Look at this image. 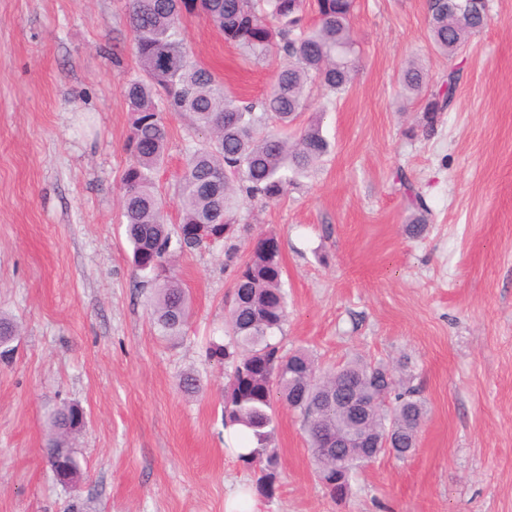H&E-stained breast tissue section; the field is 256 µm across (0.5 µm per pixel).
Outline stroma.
Listing matches in <instances>:
<instances>
[{
	"instance_id": "stroma-1",
	"label": "stroma",
	"mask_w": 512,
	"mask_h": 512,
	"mask_svg": "<svg viewBox=\"0 0 512 512\" xmlns=\"http://www.w3.org/2000/svg\"><path fill=\"white\" fill-rule=\"evenodd\" d=\"M183 25L194 60L238 98H259L284 63L245 59L204 17ZM353 29V83L309 95L331 153L279 202L245 204L231 243L177 260L191 317L170 338L120 226L124 87L138 74L124 0H0V313L21 325L0 359V512H224L234 486L254 487L225 448L229 367L208 346L225 342L237 269L267 232L281 245V353L397 368L427 414L411 458L380 455L338 502L299 411L277 402L282 470L262 512H512V0H489L455 56L433 49L426 0H355ZM411 59L436 83L460 72L428 134L424 100L398 96ZM169 131L154 178L176 225L173 184L202 136L178 116ZM400 171L430 209L418 238ZM187 372L201 379L190 395ZM64 403L87 414L74 488L42 452L44 412Z\"/></svg>"
}]
</instances>
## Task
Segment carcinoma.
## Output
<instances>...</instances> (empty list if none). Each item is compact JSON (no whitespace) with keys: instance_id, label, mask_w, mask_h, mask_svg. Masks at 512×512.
Here are the masks:
<instances>
[{"instance_id":"obj_1","label":"carcinoma","mask_w":512,"mask_h":512,"mask_svg":"<svg viewBox=\"0 0 512 512\" xmlns=\"http://www.w3.org/2000/svg\"><path fill=\"white\" fill-rule=\"evenodd\" d=\"M133 35V55L143 76L127 83L125 95L131 116L126 141L129 163L121 177V218L132 262L152 277L149 307L164 336L181 334L191 309L189 293L170 275L172 258L203 246L182 235L185 224H222L224 240L234 238L246 202L269 204L299 184L309 170L331 151L320 120L296 128L308 106L307 89L320 85L330 93L346 89L359 59L351 20L354 0H124ZM317 21L308 23V10ZM205 16L224 35V41L259 63L276 53L286 60L263 98L244 101L232 95L209 70L192 61L182 19ZM487 22L472 0H427V25L433 47L453 55ZM459 74L433 89L423 68L409 61L399 76L401 95L426 99L423 130L433 131L438 114L451 104ZM185 116L206 134L193 149L175 185L182 220L170 226L163 216V199L154 180L168 146L166 114ZM415 214L407 232L419 236L429 209L418 192L409 191ZM264 239L237 270L225 323L231 344L211 343V356L232 364L224 386V428L239 427L251 450L241 457L257 465L255 488L273 493L279 481V455L272 446L273 404L286 402L304 419L306 441L317 478L335 500L346 499L357 471L371 461L358 454L354 441L330 453L322 451L327 436L353 432L362 437L390 436L395 458L414 451L426 409L419 391L396 382L383 364L350 359L327 370L312 355L298 349L280 354L272 338L287 318L280 255L263 250ZM19 325L0 315V350L7 352ZM357 392L375 404L360 424L348 423L336 393ZM79 405L67 403L47 412L44 456L56 465L61 448H75L83 425Z\"/></svg>"}]
</instances>
